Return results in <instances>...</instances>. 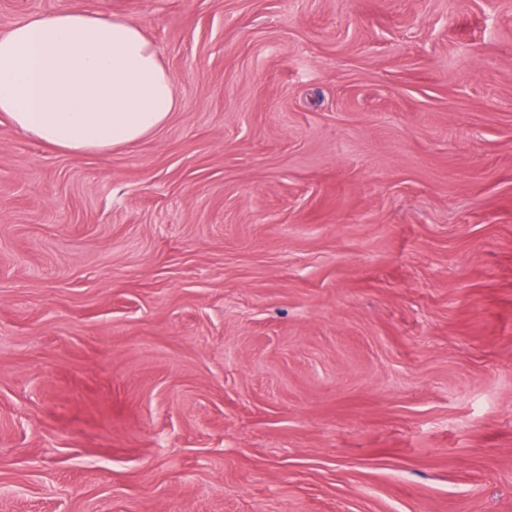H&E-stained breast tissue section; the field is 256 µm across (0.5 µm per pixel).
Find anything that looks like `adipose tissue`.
Returning a JSON list of instances; mask_svg holds the SVG:
<instances>
[{
    "mask_svg": "<svg viewBox=\"0 0 512 512\" xmlns=\"http://www.w3.org/2000/svg\"><path fill=\"white\" fill-rule=\"evenodd\" d=\"M179 105L157 46L128 18L68 9L0 34V115L74 155L162 128Z\"/></svg>",
    "mask_w": 512,
    "mask_h": 512,
    "instance_id": "1",
    "label": "adipose tissue"
}]
</instances>
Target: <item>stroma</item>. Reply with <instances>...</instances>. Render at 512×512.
Masks as SVG:
<instances>
[{"label": "stroma", "mask_w": 512, "mask_h": 512, "mask_svg": "<svg viewBox=\"0 0 512 512\" xmlns=\"http://www.w3.org/2000/svg\"><path fill=\"white\" fill-rule=\"evenodd\" d=\"M137 22L180 107L0 116V512H512V0H0Z\"/></svg>", "instance_id": "stroma-1"}]
</instances>
